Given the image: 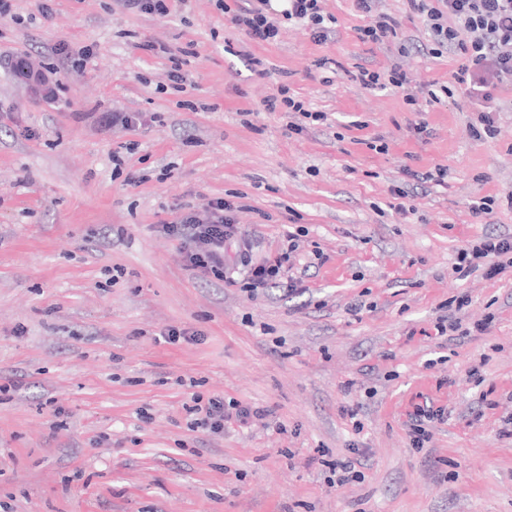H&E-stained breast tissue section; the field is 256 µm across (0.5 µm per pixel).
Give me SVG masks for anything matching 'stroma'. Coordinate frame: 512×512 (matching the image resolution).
Here are the masks:
<instances>
[{"instance_id": "stroma-1", "label": "stroma", "mask_w": 512, "mask_h": 512, "mask_svg": "<svg viewBox=\"0 0 512 512\" xmlns=\"http://www.w3.org/2000/svg\"><path fill=\"white\" fill-rule=\"evenodd\" d=\"M170 8L50 0L44 15L13 0L0 18V512H512V439L497 433L512 415V268L452 272L468 242L512 236V86L495 137L477 141L456 62L423 54L407 0H376L398 23L380 45L359 40L368 18L354 0H324L336 22L323 43L294 24L247 43L213 0ZM62 42L95 55L73 70ZM149 43L186 54L185 92L168 89L171 63ZM11 56L44 72L46 92ZM395 65L408 89L349 78ZM281 82L326 124L298 132L266 110ZM433 85L452 93L433 101ZM108 112L142 120L114 128ZM439 166L442 186L406 175ZM232 193L254 259L304 230V288L249 296L185 267L158 232ZM487 196L492 212L473 213ZM443 316L458 330L439 335ZM172 326L202 337L161 342ZM195 392L271 415L193 430ZM427 401L447 419L415 448L407 415ZM356 447L359 477L336 485L326 461ZM125 8L134 14L166 16L169 12L168 0H123Z\"/></svg>"}]
</instances>
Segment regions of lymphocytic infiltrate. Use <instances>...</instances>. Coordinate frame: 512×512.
Returning a JSON list of instances; mask_svg holds the SVG:
<instances>
[{
    "instance_id": "1",
    "label": "lymphocytic infiltrate",
    "mask_w": 512,
    "mask_h": 512,
    "mask_svg": "<svg viewBox=\"0 0 512 512\" xmlns=\"http://www.w3.org/2000/svg\"><path fill=\"white\" fill-rule=\"evenodd\" d=\"M286 9L277 11L272 0H215V7L229 15L250 42H275L282 21H293L317 42L327 41L332 18L323 0H285ZM428 31L431 55L450 52L457 63L454 78L468 98L477 105V123L470 132L476 139L494 137L496 132L497 92L512 82V0H409ZM234 200L218 197L203 209L184 208L176 221L162 225L164 234L177 240L189 269L201 276L228 282L230 272L241 276L240 286L247 292L286 281L288 289L302 287L303 278L291 275V255L299 248L298 236L288 238L287 251L260 261L252 256V245L239 233ZM234 248L233 263H226L227 248ZM512 268V237L486 236L472 247L461 249L452 270L458 277L482 272L492 279ZM192 427L223 433L225 425L247 424L264 418L266 409L253 408L223 397L201 399L193 396Z\"/></svg>"
}]
</instances>
